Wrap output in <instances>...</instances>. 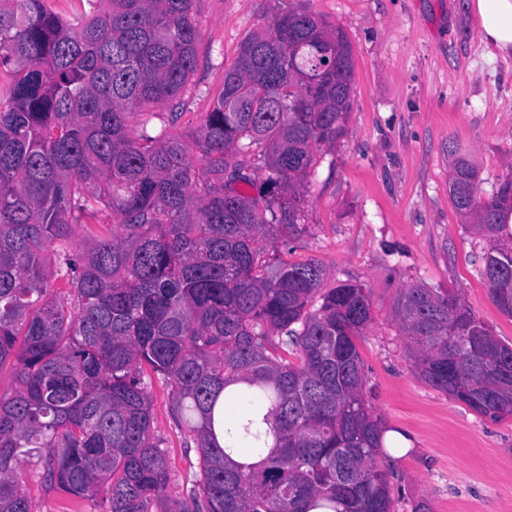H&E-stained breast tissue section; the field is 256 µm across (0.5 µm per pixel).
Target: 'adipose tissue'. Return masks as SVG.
Masks as SVG:
<instances>
[{
  "mask_svg": "<svg viewBox=\"0 0 512 512\" xmlns=\"http://www.w3.org/2000/svg\"><path fill=\"white\" fill-rule=\"evenodd\" d=\"M464 9L490 52L512 56V0H465Z\"/></svg>",
  "mask_w": 512,
  "mask_h": 512,
  "instance_id": "ef3b65f1",
  "label": "adipose tissue"
}]
</instances>
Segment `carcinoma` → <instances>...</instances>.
Listing matches in <instances>:
<instances>
[{
	"instance_id": "obj_1",
	"label": "carcinoma",
	"mask_w": 512,
	"mask_h": 512,
	"mask_svg": "<svg viewBox=\"0 0 512 512\" xmlns=\"http://www.w3.org/2000/svg\"><path fill=\"white\" fill-rule=\"evenodd\" d=\"M87 2L69 20L48 0H0V371L14 383L0 392V512H32L20 477L34 458L50 488L150 512L170 479L151 373L199 452L195 512H395L356 345L370 297L323 287L316 259L267 252L305 223V180L346 134L347 36L306 12L246 36L190 143L130 117L182 103L193 0ZM452 153V207L488 243L481 275L512 316V173L484 199ZM103 209L112 223L84 222ZM395 314L422 380L512 417V346L457 292L412 285ZM223 395L250 408L221 445ZM256 447L257 461L230 459Z\"/></svg>"
}]
</instances>
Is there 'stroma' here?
<instances>
[{"instance_id": "1", "label": "stroma", "mask_w": 512, "mask_h": 512, "mask_svg": "<svg viewBox=\"0 0 512 512\" xmlns=\"http://www.w3.org/2000/svg\"><path fill=\"white\" fill-rule=\"evenodd\" d=\"M197 66L171 126L196 135L241 41L286 11L339 26L353 51L347 133L324 146L309 179L307 220L281 259H319L325 283L349 280L372 298L356 341L376 414L409 450L390 468L396 512H512V417H483L419 378L394 303L401 288L454 289L512 344V317L492 302L479 270L488 244L464 228L448 197L451 147L476 165L482 195L512 171V59L491 58L461 0H194ZM155 433L168 451L169 500L189 499L199 454L171 413L169 387L153 381ZM34 512H101L23 473Z\"/></svg>"}]
</instances>
